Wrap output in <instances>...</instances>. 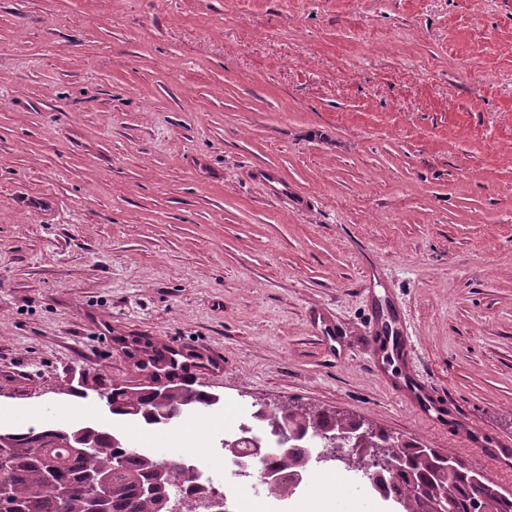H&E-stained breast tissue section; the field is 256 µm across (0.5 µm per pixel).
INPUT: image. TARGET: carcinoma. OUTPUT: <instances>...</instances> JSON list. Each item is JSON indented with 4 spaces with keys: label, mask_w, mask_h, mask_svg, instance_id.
Masks as SVG:
<instances>
[{
    "label": "carcinoma",
    "mask_w": 512,
    "mask_h": 512,
    "mask_svg": "<svg viewBox=\"0 0 512 512\" xmlns=\"http://www.w3.org/2000/svg\"><path fill=\"white\" fill-rule=\"evenodd\" d=\"M147 360L142 382L104 389L114 415L137 418L148 426L167 425L199 406L219 398L191 385L168 384L156 370L168 364L166 351L144 342ZM257 425L278 437L283 430L296 437L273 452L280 493L289 495L294 484L313 466L335 462L347 471L369 475L372 495L392 502L395 512H433L437 495L446 492L454 512H512V493L460 461L448 466L439 452L416 440L405 441L383 430L365 426L356 416L277 405L254 412ZM365 434L361 450L345 457L329 452L312 457L311 438L323 447L341 435ZM95 447H89V444ZM0 461V474L11 487L0 497V512H91L92 485H102L99 512H226L208 507L218 497L208 484L185 478L189 460L173 456L162 461L145 448H129L120 436L99 428L30 427L12 433Z\"/></svg>",
    "instance_id": "1"
}]
</instances>
